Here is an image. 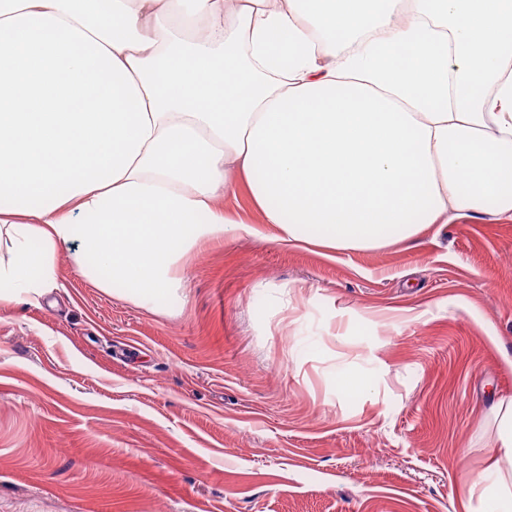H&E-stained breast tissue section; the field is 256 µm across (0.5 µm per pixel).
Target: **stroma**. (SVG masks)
Returning <instances> with one entry per match:
<instances>
[{"mask_svg": "<svg viewBox=\"0 0 512 512\" xmlns=\"http://www.w3.org/2000/svg\"><path fill=\"white\" fill-rule=\"evenodd\" d=\"M223 205L259 232L186 256L176 301L64 247L60 288L0 308V512H465L512 398V219L333 251Z\"/></svg>", "mask_w": 512, "mask_h": 512, "instance_id": "1", "label": "stroma"}]
</instances>
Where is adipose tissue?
<instances>
[{
  "label": "adipose tissue",
  "instance_id": "obj_1",
  "mask_svg": "<svg viewBox=\"0 0 512 512\" xmlns=\"http://www.w3.org/2000/svg\"><path fill=\"white\" fill-rule=\"evenodd\" d=\"M0 0V307L58 286L177 293L182 259L250 233L220 207L244 185L277 242L304 227L378 249L475 214L512 218V0ZM463 472L512 512V400Z\"/></svg>",
  "mask_w": 512,
  "mask_h": 512
}]
</instances>
